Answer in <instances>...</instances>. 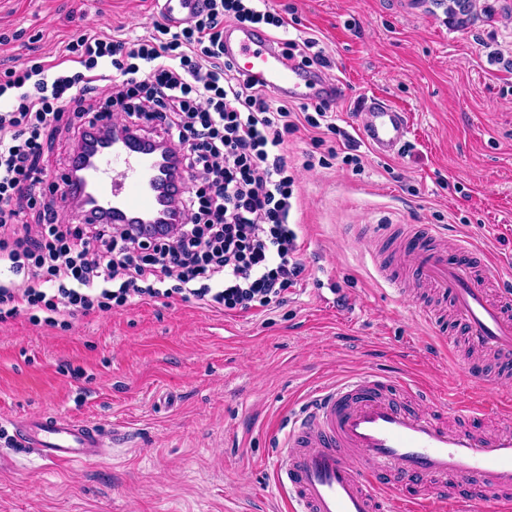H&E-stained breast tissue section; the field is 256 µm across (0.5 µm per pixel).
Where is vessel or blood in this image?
I'll use <instances>...</instances> for the list:
<instances>
[{
  "label": "vessel or blood",
  "instance_id": "obj_1",
  "mask_svg": "<svg viewBox=\"0 0 512 512\" xmlns=\"http://www.w3.org/2000/svg\"><path fill=\"white\" fill-rule=\"evenodd\" d=\"M172 25L192 24L203 0H160ZM224 54L236 69L259 79L278 98L332 102L344 94L340 80L284 59L262 31L228 24ZM357 128L373 153L392 157L411 133L408 114L372 95L362 101ZM146 139L135 132L96 144L92 155L74 157L79 181L68 182L83 221L122 216L149 223L161 208L163 186L173 174ZM398 236L402 261L417 280L452 304L458 322L484 357L512 372V283L488 286L492 259L471 243L448 244L441 229L388 224L375 239ZM432 392L400 377L362 372L318 390L288 422L287 439L275 449L273 481L282 489L280 512H389L401 488H427L406 500L404 512H474L491 502L512 512V429L482 434L473 425L449 427L439 412L420 410ZM12 431L24 447L56 465L103 458L106 443L95 427L57 414L16 418Z\"/></svg>",
  "mask_w": 512,
  "mask_h": 512
}]
</instances>
